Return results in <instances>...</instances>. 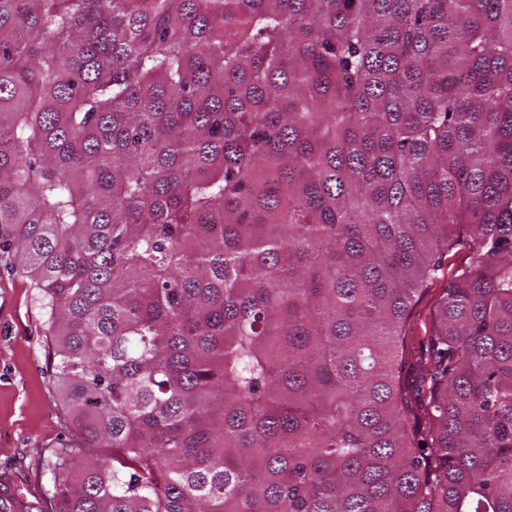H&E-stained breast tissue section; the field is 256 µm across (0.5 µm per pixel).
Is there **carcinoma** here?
Listing matches in <instances>:
<instances>
[{
    "label": "carcinoma",
    "instance_id": "carcinoma-1",
    "mask_svg": "<svg viewBox=\"0 0 512 512\" xmlns=\"http://www.w3.org/2000/svg\"><path fill=\"white\" fill-rule=\"evenodd\" d=\"M0 250L53 512H512V0H0Z\"/></svg>",
    "mask_w": 512,
    "mask_h": 512
}]
</instances>
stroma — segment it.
Here are the masks:
<instances>
[{"label":"stroma","instance_id":"35a3bbf8","mask_svg":"<svg viewBox=\"0 0 512 512\" xmlns=\"http://www.w3.org/2000/svg\"><path fill=\"white\" fill-rule=\"evenodd\" d=\"M37 295L0 257V497L24 495L25 512H49L51 451L75 435L52 382V338Z\"/></svg>","mask_w":512,"mask_h":512}]
</instances>
